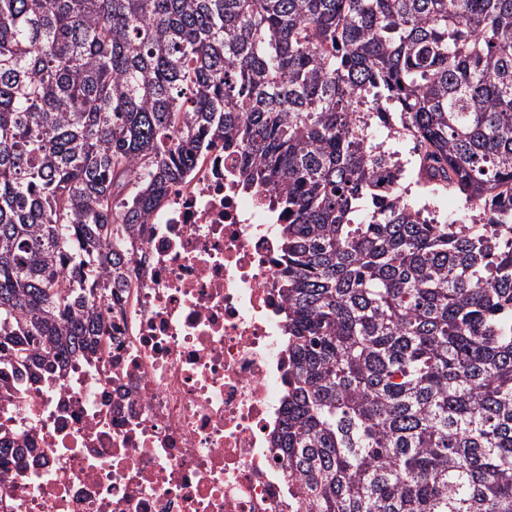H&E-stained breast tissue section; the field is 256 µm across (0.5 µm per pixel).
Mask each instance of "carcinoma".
Instances as JSON below:
<instances>
[{
    "label": "carcinoma",
    "instance_id": "carcinoma-1",
    "mask_svg": "<svg viewBox=\"0 0 512 512\" xmlns=\"http://www.w3.org/2000/svg\"><path fill=\"white\" fill-rule=\"evenodd\" d=\"M377 126L479 223L381 191ZM218 147L288 214L296 512H512V0H0V368L97 355Z\"/></svg>",
    "mask_w": 512,
    "mask_h": 512
}]
</instances>
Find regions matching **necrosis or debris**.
Instances as JSON below:
<instances>
[{"label": "necrosis or debris", "mask_w": 512, "mask_h": 512, "mask_svg": "<svg viewBox=\"0 0 512 512\" xmlns=\"http://www.w3.org/2000/svg\"><path fill=\"white\" fill-rule=\"evenodd\" d=\"M217 152L141 225L97 358L0 379V512H294L279 228Z\"/></svg>", "instance_id": "necrosis-or-debris-1"}]
</instances>
